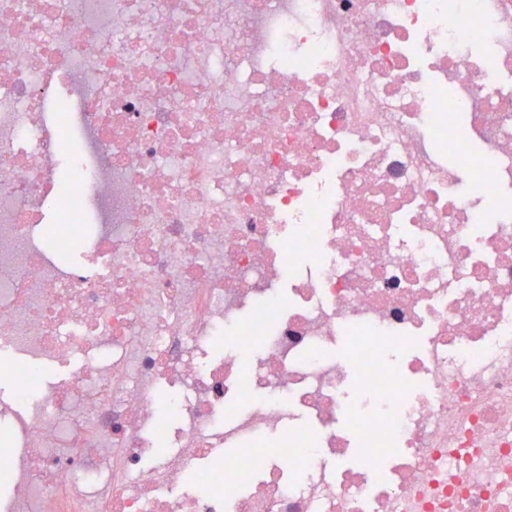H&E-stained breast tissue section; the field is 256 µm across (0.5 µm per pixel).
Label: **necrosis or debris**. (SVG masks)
<instances>
[{"label": "necrosis or debris", "mask_w": 512, "mask_h": 512, "mask_svg": "<svg viewBox=\"0 0 512 512\" xmlns=\"http://www.w3.org/2000/svg\"><path fill=\"white\" fill-rule=\"evenodd\" d=\"M2 348L0 512H512V0H0Z\"/></svg>", "instance_id": "1"}]
</instances>
